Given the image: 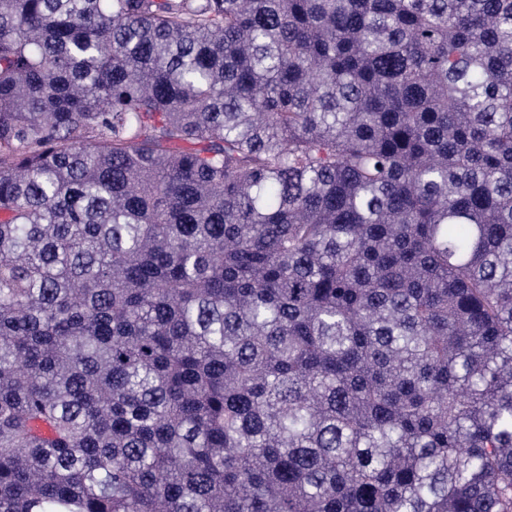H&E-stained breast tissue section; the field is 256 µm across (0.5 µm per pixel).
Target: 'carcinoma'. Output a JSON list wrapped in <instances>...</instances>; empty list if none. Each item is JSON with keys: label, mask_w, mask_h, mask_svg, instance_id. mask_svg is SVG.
Masks as SVG:
<instances>
[{"label": "carcinoma", "mask_w": 512, "mask_h": 512, "mask_svg": "<svg viewBox=\"0 0 512 512\" xmlns=\"http://www.w3.org/2000/svg\"><path fill=\"white\" fill-rule=\"evenodd\" d=\"M0 512H512V0H0Z\"/></svg>", "instance_id": "carcinoma-1"}]
</instances>
